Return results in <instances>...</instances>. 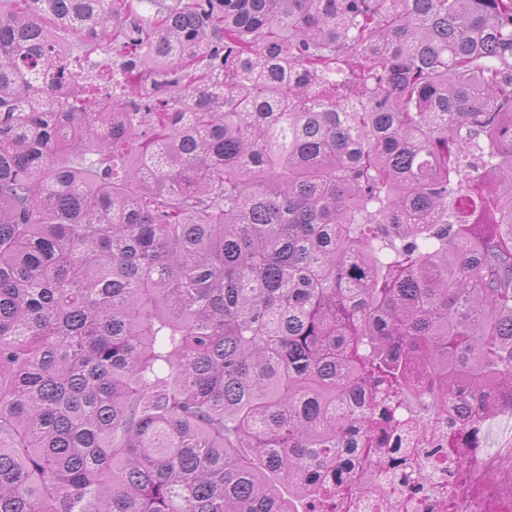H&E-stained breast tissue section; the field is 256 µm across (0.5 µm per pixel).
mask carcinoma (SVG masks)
Wrapping results in <instances>:
<instances>
[{"mask_svg":"<svg viewBox=\"0 0 512 512\" xmlns=\"http://www.w3.org/2000/svg\"><path fill=\"white\" fill-rule=\"evenodd\" d=\"M3 2L0 512H325L512 408V0Z\"/></svg>","mask_w":512,"mask_h":512,"instance_id":"carcinoma-1","label":"carcinoma"}]
</instances>
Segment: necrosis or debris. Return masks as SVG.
Instances as JSON below:
<instances>
[{
  "label": "necrosis or debris",
  "mask_w": 512,
  "mask_h": 512,
  "mask_svg": "<svg viewBox=\"0 0 512 512\" xmlns=\"http://www.w3.org/2000/svg\"><path fill=\"white\" fill-rule=\"evenodd\" d=\"M412 406L398 409L391 447L363 446L353 483L336 485V512H512V484L499 476V460L512 447L448 443V418L424 415L427 438L418 442Z\"/></svg>",
  "instance_id": "necrosis-or-debris-1"
}]
</instances>
